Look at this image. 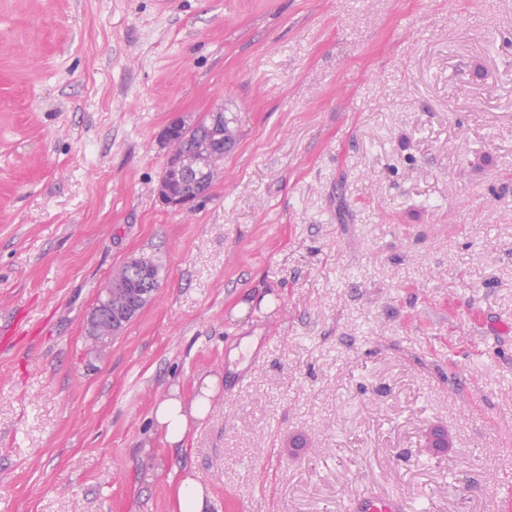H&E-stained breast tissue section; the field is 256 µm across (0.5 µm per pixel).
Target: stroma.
<instances>
[{"label": "stroma", "mask_w": 512, "mask_h": 512, "mask_svg": "<svg viewBox=\"0 0 512 512\" xmlns=\"http://www.w3.org/2000/svg\"><path fill=\"white\" fill-rule=\"evenodd\" d=\"M223 107L207 195L158 134ZM135 258L157 290L106 348ZM0 512H507L512 0H0ZM219 378L185 446L172 386ZM445 426L447 454L424 432ZM201 155L202 153L198 155V158L211 165L209 170L204 171L195 162L193 156L186 151L178 152L173 150L168 155L165 163L168 176L166 180L160 181L158 188L159 195L165 205L174 209H183L192 206L206 195L209 190L208 171L214 177L215 167L223 159L224 154L220 155L223 157L214 158L215 161ZM174 177H177L182 183L180 189L175 188L173 185ZM141 267L148 268L152 280L158 283L159 280V268L156 264L146 260H132L130 263H126L121 269H119L112 278V286L117 289L116 294L119 297L121 295V289L128 288L133 278L137 275L136 269ZM146 283L151 284L152 280L146 278ZM218 376L208 375L201 379V384L189 401L179 396L178 389L172 396L157 403L151 410L149 418L153 429L164 434V439L171 445L182 443L191 426L206 418L209 412V399L218 389ZM211 498L194 477H183L175 490L176 512H208ZM402 504L394 498H383L372 492H360L347 500L345 512H399Z\"/></svg>", "instance_id": "35a3bbf8"}]
</instances>
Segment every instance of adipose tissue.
Masks as SVG:
<instances>
[{"label": "adipose tissue", "instance_id": "obj_1", "mask_svg": "<svg viewBox=\"0 0 512 512\" xmlns=\"http://www.w3.org/2000/svg\"><path fill=\"white\" fill-rule=\"evenodd\" d=\"M218 384V377L208 375L202 378L197 393L191 399H184L175 393L157 403L150 413L154 429L163 433L168 443H182L191 427L206 418L209 400Z\"/></svg>", "mask_w": 512, "mask_h": 512}]
</instances>
